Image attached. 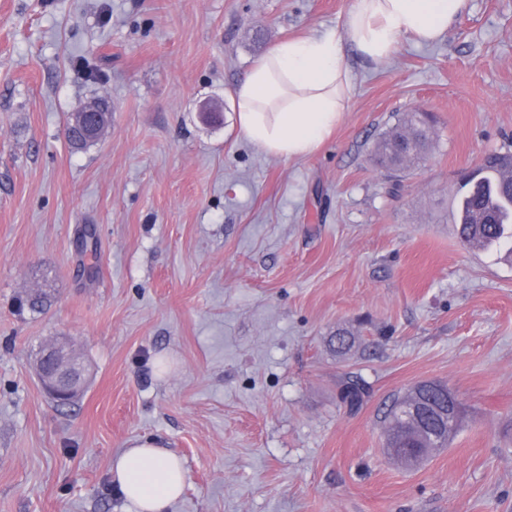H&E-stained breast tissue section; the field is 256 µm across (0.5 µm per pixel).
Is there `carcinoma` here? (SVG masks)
Returning <instances> with one entry per match:
<instances>
[{"label": "carcinoma", "mask_w": 512, "mask_h": 512, "mask_svg": "<svg viewBox=\"0 0 512 512\" xmlns=\"http://www.w3.org/2000/svg\"><path fill=\"white\" fill-rule=\"evenodd\" d=\"M99 128L84 135L69 138L76 149L96 143L111 124L112 113L101 114ZM435 129L431 116L419 108L402 113L375 143L372 151L374 165L388 172L409 169L432 149ZM507 168L512 171V153L490 152L485 154L474 169L465 173L454 197V217L457 233L465 246L499 244L512 238V179L502 182L497 173ZM419 403L428 411L422 425L410 418L409 408ZM448 413V388L429 382L413 388L407 395L392 401L385 420L389 454L406 466H412L422 457L408 459L405 448H422L429 454L434 448L445 447V442L455 433L458 422L448 429L440 425Z\"/></svg>", "instance_id": "carcinoma-1"}]
</instances>
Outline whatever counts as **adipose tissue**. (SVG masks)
Returning a JSON list of instances; mask_svg holds the SVG:
<instances>
[{
  "label": "adipose tissue",
  "instance_id": "1",
  "mask_svg": "<svg viewBox=\"0 0 512 512\" xmlns=\"http://www.w3.org/2000/svg\"><path fill=\"white\" fill-rule=\"evenodd\" d=\"M467 0H355L342 33L276 44L248 70L235 108L242 133L284 158L314 153L341 121L351 81L341 53L351 43L368 61L390 57L400 37L430 43L465 10ZM112 479L135 512H168L182 495L181 459L154 440L136 441L115 456Z\"/></svg>",
  "mask_w": 512,
  "mask_h": 512
}]
</instances>
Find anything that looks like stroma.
<instances>
[{"mask_svg":"<svg viewBox=\"0 0 512 512\" xmlns=\"http://www.w3.org/2000/svg\"><path fill=\"white\" fill-rule=\"evenodd\" d=\"M354 2L0 0V512H128L110 463L145 437L187 471L170 512H512V248L453 222L460 172L512 145V0L378 65L343 45L336 130L265 153L239 83ZM96 96L111 126L73 149ZM413 107L436 140L394 192L370 154ZM62 337L89 378L60 406L36 363ZM426 380L463 413L407 467L384 411Z\"/></svg>","mask_w":512,"mask_h":512,"instance_id":"1","label":"stroma"}]
</instances>
